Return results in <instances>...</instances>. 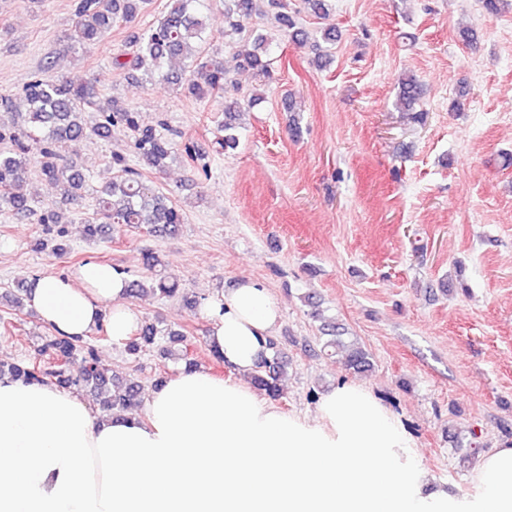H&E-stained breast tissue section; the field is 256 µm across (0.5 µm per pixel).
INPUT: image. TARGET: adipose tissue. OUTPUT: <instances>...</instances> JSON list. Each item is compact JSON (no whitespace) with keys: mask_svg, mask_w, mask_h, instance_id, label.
<instances>
[{"mask_svg":"<svg viewBox=\"0 0 512 512\" xmlns=\"http://www.w3.org/2000/svg\"><path fill=\"white\" fill-rule=\"evenodd\" d=\"M127 276L94 260L31 281L29 304L55 332L113 341L138 319ZM208 343L234 380L184 369L149 393L144 417L95 419L80 393L0 378V512H512V446L479 456L470 488L430 490L402 419L342 383L313 416L283 413L242 382L281 314L245 278L205 302Z\"/></svg>","mask_w":512,"mask_h":512,"instance_id":"adipose-tissue-1","label":"adipose tissue"}]
</instances>
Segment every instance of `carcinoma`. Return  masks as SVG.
<instances>
[{
  "instance_id": "cac0c4a2",
  "label": "carcinoma",
  "mask_w": 512,
  "mask_h": 512,
  "mask_svg": "<svg viewBox=\"0 0 512 512\" xmlns=\"http://www.w3.org/2000/svg\"><path fill=\"white\" fill-rule=\"evenodd\" d=\"M149 0H74L70 39L87 48L99 44L112 27L132 21ZM256 0H224V32L240 33L243 21L254 13ZM202 0H170L167 12L144 33L135 37L133 56L126 61L117 55L113 65L118 69L132 66L143 71L152 81L173 79L182 92L203 99L224 89L229 75L223 61L205 53L208 15L201 11ZM268 14L296 45H312L314 63L324 68L332 60L327 48L309 43L308 33L296 26L282 0H268ZM268 35L251 31L238 52L240 66L251 70L266 86L272 78L268 58ZM422 95L418 79L401 82L400 101L411 108ZM97 81L93 78L72 82L67 79L36 76L22 90L20 102L25 112L9 124L0 121V208L31 218L44 225L46 236L53 242L52 253L65 252L66 222L63 208L77 205L87 192L86 176L64 155L67 144L86 138L109 141L112 129L124 127L132 132L131 151L141 165L161 171L171 156L172 144L152 127H143L137 113L111 101L108 107L98 105ZM264 96L251 91L242 98L224 101V136L217 139L216 152L234 150L239 144L240 114L263 102ZM39 157V172L61 190L60 201L45 202L25 189L31 156ZM186 162L197 171L207 173L203 154L192 144L184 146ZM112 180L96 191L95 211L84 221L86 239L96 241L109 235L110 226L124 224L144 229L155 236H175L185 223V212L171 197L149 184L142 171L129 165L126 155L114 153ZM143 264L150 277L133 278L126 286L127 295L136 297L148 291L167 298L179 296L177 284L157 270L159 255L143 254ZM320 353L341 357L345 371L363 375L373 367L370 352L354 337L344 336V329L334 321L322 327ZM161 330L154 323L143 322L124 343L130 355H137L154 344ZM270 354L263 357L250 376L253 389L273 400L282 397L281 378L288 372V356L277 338L267 340ZM9 375L29 382H57L66 389H86L100 409L115 417L130 414L141 405L140 384L133 378L107 377L98 368L95 347L81 338L54 334L28 363L5 366L0 363V376Z\"/></svg>"
}]
</instances>
